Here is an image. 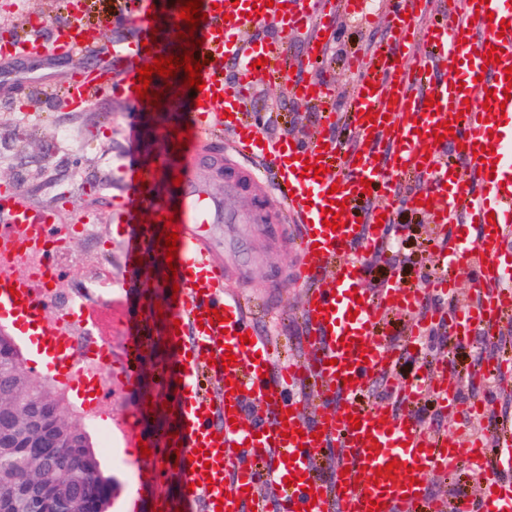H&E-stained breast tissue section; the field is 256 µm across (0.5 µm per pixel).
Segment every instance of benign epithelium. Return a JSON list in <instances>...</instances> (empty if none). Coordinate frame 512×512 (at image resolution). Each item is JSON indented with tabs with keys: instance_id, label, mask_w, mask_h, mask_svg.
<instances>
[{
	"instance_id": "obj_1",
	"label": "benign epithelium",
	"mask_w": 512,
	"mask_h": 512,
	"mask_svg": "<svg viewBox=\"0 0 512 512\" xmlns=\"http://www.w3.org/2000/svg\"><path fill=\"white\" fill-rule=\"evenodd\" d=\"M64 415L61 404L41 394L32 403L20 397L14 377L0 382V446L33 448L47 460V469L36 478L19 476L14 491L39 503L41 512H57L59 505L75 504L77 512H106L108 503L94 487L63 484L55 477L61 466L77 461L89 467L92 457L78 435L62 430Z\"/></svg>"
}]
</instances>
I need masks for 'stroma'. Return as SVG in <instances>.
I'll return each instance as SVG.
<instances>
[{
	"label": "stroma",
	"mask_w": 512,
	"mask_h": 512,
	"mask_svg": "<svg viewBox=\"0 0 512 512\" xmlns=\"http://www.w3.org/2000/svg\"><path fill=\"white\" fill-rule=\"evenodd\" d=\"M102 42L83 59L43 58L22 60L11 65H0V186L16 184L26 190L38 206L50 207L65 196L76 209H90L101 217L97 240L76 237L62 261L67 269V282L82 280L87 275L89 258L98 247H106L105 263L112 271L113 292H126L129 303L148 292L157 294L161 288L151 269H143L131 284H124L121 254L112 240L108 222L112 198L121 186L116 179L117 167L134 161L146 168L159 167L163 162L190 164L195 178L215 194L224 198L227 208L248 213L253 198L265 200L267 221L279 223L277 199L269 182L252 180L247 189L225 191L227 167L224 159L213 161L191 158L189 153L167 157L162 133L168 115L164 112H143L138 116L137 133L128 137L124 124L127 104L111 94L98 96L81 111L67 110L61 102V92L75 67L104 66L106 56L103 42L111 38L104 31ZM386 15L374 11L368 16L340 14L336 25L324 41L326 51L318 64L283 72L279 76H260L259 94L254 113L260 128L276 134L283 128H292L300 138L312 135L321 128L318 112L287 105L288 86L294 80L325 81L334 90L332 109L342 113L356 75L348 66L349 57H367L374 42L388 39ZM28 103V111H21V103ZM433 226L426 216L410 207L404 208L395 226L397 253L379 276H368L365 288H373L377 277L399 281L405 288L421 285L425 266L433 265L437 251L432 242ZM251 262L240 284L242 295L248 299L260 325L272 331H281L283 357L297 356L302 332L300 310L304 289L289 280L286 270L294 259L288 239L254 233L248 240ZM274 298L273 307H266V298ZM427 407L440 430L482 429L498 423L512 426V378L499 383L497 401L489 415L459 417L448 413L436 399H429ZM140 449L134 438L115 433L112 450L101 453L102 467L112 475V499L108 512H129L127 505L133 482L129 475L115 468L113 459L120 456L134 459Z\"/></svg>",
	"instance_id": "stroma-1"
}]
</instances>
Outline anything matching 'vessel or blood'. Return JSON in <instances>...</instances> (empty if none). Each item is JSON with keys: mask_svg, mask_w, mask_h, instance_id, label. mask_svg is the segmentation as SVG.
I'll return each mask as SVG.
<instances>
[{"mask_svg": "<svg viewBox=\"0 0 512 512\" xmlns=\"http://www.w3.org/2000/svg\"><path fill=\"white\" fill-rule=\"evenodd\" d=\"M158 0H122L116 17L129 36L110 44L111 69L100 76L76 72L63 90V100L80 110L103 93L124 98L130 113L145 105L135 87L144 62L155 57L181 56L185 31L200 39L195 60L202 62L203 90L194 92L193 133L204 142L224 132L247 166H235L230 187L271 176L273 188L290 214L291 223L274 226L296 245L289 276L305 288L301 309L304 329L300 356L281 359L277 344L253 319L242 301L231 295L228 269H245L250 260L247 238L253 227L248 214L229 210L222 198L188 176L184 169L136 171L119 169L122 186L114 197L110 222L122 250L126 274L142 263L156 262V276L165 282L161 298L144 297L139 312L121 309L116 323L123 339L121 362L114 382L133 398L124 433L137 436L150 450L134 464L139 483L146 486L175 477L179 496L157 500V512H512V479L502 475L512 467V433L489 448L478 435L435 434L418 420L412 406L431 391L448 407L461 402L453 364L443 372L418 371L412 381L396 376V366L409 349L421 346L426 325L447 324L454 342H472L495 335L504 314L512 312V99L505 74L512 68V0H447L441 15L430 13V0H385L391 37L375 44L369 59L351 62L359 80L350 97L343 127L357 140L356 152L324 148L320 137L293 140L289 131L263 135L252 119V95L257 72L274 74L283 64L276 45L256 48L249 29L258 21L275 19L291 32L316 26L329 30L336 12L359 15L363 0H202L206 21L197 28L170 15L157 23ZM70 21L49 38L0 34V62L12 64L31 56L74 57L86 50L93 31L85 21L82 0H67ZM429 49L408 61L406 51L416 42ZM500 49L499 62L485 63L490 47ZM239 66L235 83L224 81L225 61ZM184 72L165 79L152 76L149 88L178 100ZM494 99H487V92ZM295 104L329 112L330 92L324 83L291 88ZM433 107H426V98ZM448 123L443 140L438 124ZM326 172L314 175L313 165ZM410 174L423 178L411 199L426 198L429 223L451 240L436 263L441 274L423 288L388 284L380 292L363 288L360 253L380 248L388 234L382 215H393L401 196L399 180ZM370 193H363V182ZM164 201H157V193ZM60 208L34 206L16 185L0 189V326L27 337L38 357L41 374L67 383L80 373V362L61 348L63 330L46 319L48 288L59 279L75 230L98 223L96 212H73L62 226ZM338 218L340 228L324 224ZM173 217L179 234L176 268L166 262L162 217ZM150 225V233L131 231V220ZM224 227V252L210 243L212 225ZM36 256L29 271L16 273L11 261L17 251ZM470 274L472 300L447 314L436 300L454 293L459 272ZM174 282H166V275ZM405 316L402 343L381 335L389 315ZM149 319L159 320L162 334L174 348L173 360L154 368L159 385L171 378L179 384L171 400L142 390L144 364L154 355L151 337L142 331ZM249 335L242 343L241 335ZM232 365H222L226 355ZM402 397L409 409L364 403L371 382ZM315 401L312 417H301L305 399ZM167 414L165 431L144 432V417ZM359 428H351L350 417ZM291 436H284V429ZM379 453H372V445ZM398 469H391L390 461ZM485 476L481 493L461 496L447 506L431 493V474H448L460 467ZM210 476L211 486L201 483ZM311 491H304V481Z\"/></svg>", "mask_w": 512, "mask_h": 512, "instance_id": "b4317fda", "label": "vessel or blood"}]
</instances>
